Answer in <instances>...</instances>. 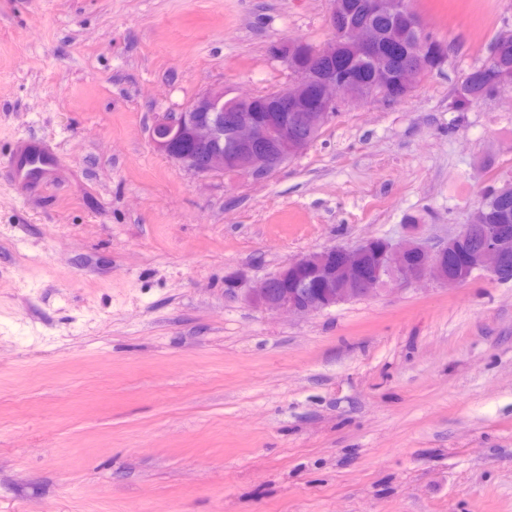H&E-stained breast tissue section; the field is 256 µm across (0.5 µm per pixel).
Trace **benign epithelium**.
I'll list each match as a JSON object with an SVG mask.
<instances>
[{
  "label": "benign epithelium",
  "mask_w": 512,
  "mask_h": 512,
  "mask_svg": "<svg viewBox=\"0 0 512 512\" xmlns=\"http://www.w3.org/2000/svg\"><path fill=\"white\" fill-rule=\"evenodd\" d=\"M390 13L404 20L408 36L404 62L393 66L380 50L385 37L400 33L377 30L368 17ZM331 38L319 56L329 58L347 47L370 63L372 78L360 82L330 66L309 64L294 70L288 87L264 95H234L219 88L205 92L184 111L158 120L151 130L155 147L184 169L199 175L215 172L263 179L303 153L345 103L405 101L417 84L447 60L437 50L421 16L409 0H331ZM512 44V27H504L482 68L495 63L497 45ZM307 48L303 39L283 41L275 55L291 65ZM484 245L466 243L474 232ZM512 232L483 223L475 208L468 223L432 247L409 234L396 242L368 237L354 246L332 245L302 254L273 275L245 289L244 300L272 314L310 315L385 291L431 280L458 288L479 275L511 281Z\"/></svg>",
  "instance_id": "7a95c632"
}]
</instances>
